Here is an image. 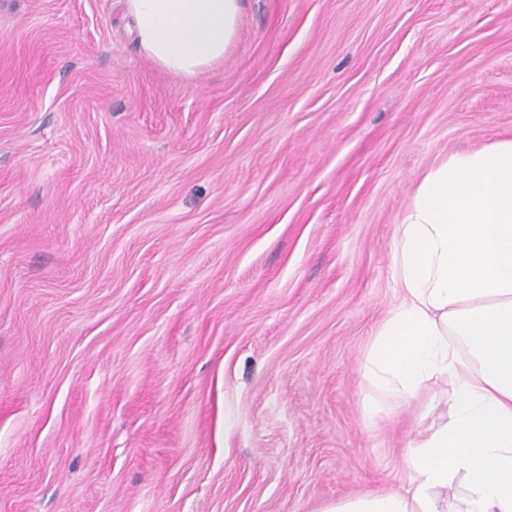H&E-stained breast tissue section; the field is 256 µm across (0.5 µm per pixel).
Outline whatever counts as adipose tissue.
<instances>
[{
  "label": "adipose tissue",
  "mask_w": 512,
  "mask_h": 512,
  "mask_svg": "<svg viewBox=\"0 0 512 512\" xmlns=\"http://www.w3.org/2000/svg\"><path fill=\"white\" fill-rule=\"evenodd\" d=\"M122 2L143 53L169 72L222 62L239 36L243 0ZM393 263L401 300L365 375L402 403L442 384L445 420L405 457V490L320 512H512V139L453 152L423 176Z\"/></svg>",
  "instance_id": "1"
}]
</instances>
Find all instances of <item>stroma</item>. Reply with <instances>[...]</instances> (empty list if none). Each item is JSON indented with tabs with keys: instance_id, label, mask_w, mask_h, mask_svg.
<instances>
[{
	"instance_id": "obj_1",
	"label": "stroma",
	"mask_w": 512,
	"mask_h": 512,
	"mask_svg": "<svg viewBox=\"0 0 512 512\" xmlns=\"http://www.w3.org/2000/svg\"><path fill=\"white\" fill-rule=\"evenodd\" d=\"M512 138V0H245L170 73L119 0H0V512H320L402 487L367 408L396 228Z\"/></svg>"
}]
</instances>
